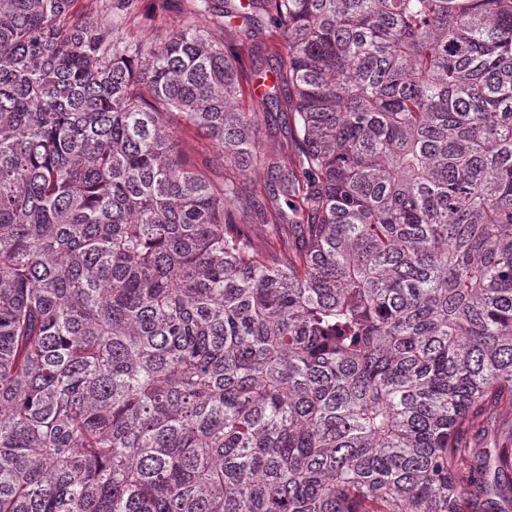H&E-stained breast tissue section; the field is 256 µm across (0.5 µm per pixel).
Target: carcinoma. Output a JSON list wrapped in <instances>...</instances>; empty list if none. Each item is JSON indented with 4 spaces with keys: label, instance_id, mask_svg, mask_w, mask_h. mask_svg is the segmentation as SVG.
I'll return each mask as SVG.
<instances>
[{
    "label": "carcinoma",
    "instance_id": "cac0c4a2",
    "mask_svg": "<svg viewBox=\"0 0 512 512\" xmlns=\"http://www.w3.org/2000/svg\"><path fill=\"white\" fill-rule=\"evenodd\" d=\"M78 2L0 0V512H512V0ZM281 112H288L284 99L278 108L274 106L271 108L270 112L266 114L258 133L261 146L268 152H278L281 142L284 140L283 131L285 118ZM177 134L185 148L192 153L199 167L205 168L211 164L212 160L215 158L214 151L200 147V138L192 127L182 124L178 127Z\"/></svg>",
    "mask_w": 512,
    "mask_h": 512
}]
</instances>
